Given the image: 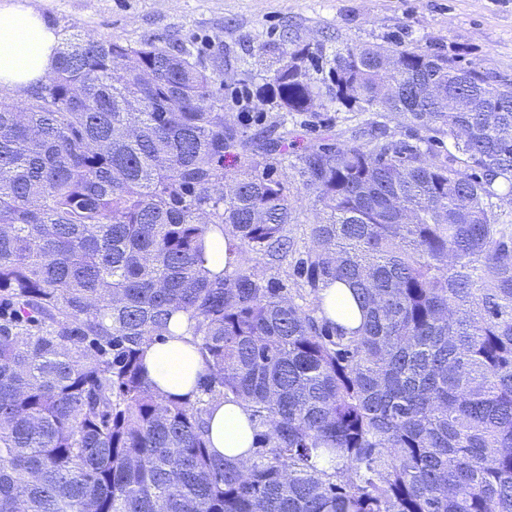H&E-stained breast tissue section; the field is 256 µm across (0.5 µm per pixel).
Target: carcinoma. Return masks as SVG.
Returning a JSON list of instances; mask_svg holds the SVG:
<instances>
[{
	"mask_svg": "<svg viewBox=\"0 0 512 512\" xmlns=\"http://www.w3.org/2000/svg\"><path fill=\"white\" fill-rule=\"evenodd\" d=\"M288 55L280 108L376 115L291 164L302 249L288 131L226 118L219 56L71 34L0 101V512H512V79L398 40L342 44L326 79L310 45ZM388 114L423 135L387 139ZM296 253L285 296L260 257ZM333 282L359 329L324 316ZM177 313L194 400L142 372ZM228 398L252 410L248 466L207 446ZM294 192V198L292 201L295 203L297 207L296 214L299 216V222L300 224H290V229H292L293 234L297 237V239L300 240V245H302V242H308L309 239V224H314L313 221L316 219L314 217V214L311 211H305L307 201L303 194L296 195V191L293 188ZM303 196V197H302ZM206 254L207 264L213 271L219 272L224 268L227 256V239H224L218 231L211 233Z\"/></svg>",
	"mask_w": 512,
	"mask_h": 512,
	"instance_id": "1",
	"label": "carcinoma"
}]
</instances>
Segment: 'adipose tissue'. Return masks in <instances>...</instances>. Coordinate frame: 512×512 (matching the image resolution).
<instances>
[{
    "mask_svg": "<svg viewBox=\"0 0 512 512\" xmlns=\"http://www.w3.org/2000/svg\"><path fill=\"white\" fill-rule=\"evenodd\" d=\"M59 37L39 9L26 0H0V89L20 96L51 75ZM146 376L164 396L194 398L204 365L184 315H174L168 334L144 349ZM251 410L242 401L214 403L206 418L212 454L237 463L250 460L256 443Z\"/></svg>",
    "mask_w": 512,
    "mask_h": 512,
    "instance_id": "1",
    "label": "adipose tissue"
}]
</instances>
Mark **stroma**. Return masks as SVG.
<instances>
[{"label":"stroma","mask_w":512,"mask_h":512,"mask_svg":"<svg viewBox=\"0 0 512 512\" xmlns=\"http://www.w3.org/2000/svg\"><path fill=\"white\" fill-rule=\"evenodd\" d=\"M58 36H109L188 44L224 58V111L250 134L283 123L288 153L314 143L349 144L370 115L345 108L283 112L272 103L244 109L262 90L273 56L297 40L331 54L345 41L399 39L424 51L512 75V0H35Z\"/></svg>","instance_id":"stroma-1"}]
</instances>
